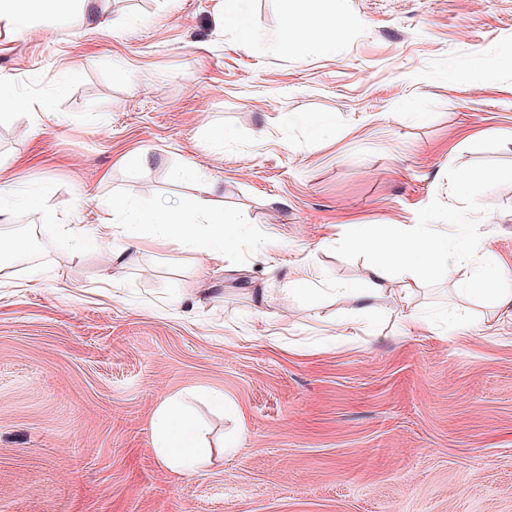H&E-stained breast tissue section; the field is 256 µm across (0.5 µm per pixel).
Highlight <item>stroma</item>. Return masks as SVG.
I'll list each match as a JSON object with an SVG mask.
<instances>
[{"label": "stroma", "instance_id": "stroma-1", "mask_svg": "<svg viewBox=\"0 0 512 512\" xmlns=\"http://www.w3.org/2000/svg\"><path fill=\"white\" fill-rule=\"evenodd\" d=\"M224 2L68 0L0 24L22 101L0 108V188L43 193L0 223L41 236L0 288V512H512V315L393 264L374 320L335 292L369 279L354 224L472 225L512 277V0H342L319 55L266 42L327 0H250V41ZM187 166L243 220L223 264L149 248L119 266V230L71 248L63 225L111 223L112 198L194 195L171 177ZM302 269L318 293H288ZM187 391L214 454L180 475L152 418Z\"/></svg>", "mask_w": 512, "mask_h": 512}]
</instances>
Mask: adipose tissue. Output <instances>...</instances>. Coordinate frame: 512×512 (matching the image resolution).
<instances>
[{
	"label": "adipose tissue",
	"mask_w": 512,
	"mask_h": 512,
	"mask_svg": "<svg viewBox=\"0 0 512 512\" xmlns=\"http://www.w3.org/2000/svg\"><path fill=\"white\" fill-rule=\"evenodd\" d=\"M339 11L310 14L287 19L275 39L269 40V51L278 53L295 47L298 52H327L336 35ZM174 179L198 185L194 199L176 209L145 200L129 206L124 199H113V216L122 218L123 230L131 237L148 230L151 241L163 253L184 251L203 255L208 261L222 263L225 251L236 239V230L224 215L212 209L209 196L213 184L196 169L176 170ZM349 245L367 251V264L372 277L391 264L437 270L455 281L462 292L483 296L499 307L512 306V290L501 285L505 273L498 263L482 254L477 233L468 224L461 225L452 241L435 237L421 224L385 225L374 238L363 236L352 228ZM206 426L195 413L193 399L175 396L157 409L152 425V443L159 458L173 471L191 474L202 469L211 459Z\"/></svg>",
	"instance_id": "adipose-tissue-1"
}]
</instances>
